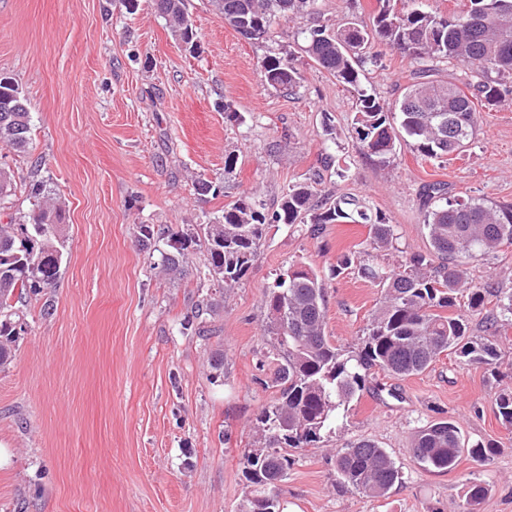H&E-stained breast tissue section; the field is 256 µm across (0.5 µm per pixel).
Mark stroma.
I'll return each instance as SVG.
<instances>
[{
	"label": "stroma",
	"mask_w": 512,
	"mask_h": 512,
	"mask_svg": "<svg viewBox=\"0 0 512 512\" xmlns=\"http://www.w3.org/2000/svg\"><path fill=\"white\" fill-rule=\"evenodd\" d=\"M193 44L176 41L153 0H0V75L30 103L32 145H0L15 184L48 180L66 209L65 262L54 288L28 306L27 331L0 370V512H241V451L275 394L265 381L269 347L261 298L289 264L324 275L331 340L356 343L380 301L357 272L329 275L339 251L368 245L367 224H272L247 277L223 289L195 251L187 274L166 280L135 227L180 230L220 216L241 193L273 208L289 184L323 172L327 191L366 199L394 227L383 265L428 253L420 190L442 182L450 196L512 204V100L481 108L461 160L424 162L401 141L393 161L362 155L352 137L355 101L314 64L286 94L265 85L264 56L297 46L313 15L370 19L377 0H315L312 14L275 24L266 40L240 37L210 0H188ZM414 62L382 49L366 86L394 101ZM238 112V120L225 116ZM333 119L335 136L324 131ZM238 176L224 180V156ZM346 160L345 177L324 171ZM224 182L201 196L197 177ZM473 284L512 292V245L470 265ZM212 301L208 335L183 329L196 303ZM498 364L445 353L424 372L375 375L317 447L296 456L280 486L282 512H462L470 483L488 489L478 512H512V432L494 394L512 386V328ZM224 354L223 370L210 365ZM458 423L466 442L494 447L439 473L409 452L417 430ZM370 438L387 448L402 481L384 498L338 487L336 448Z\"/></svg>",
	"instance_id": "obj_1"
}]
</instances>
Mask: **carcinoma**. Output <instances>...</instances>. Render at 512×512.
<instances>
[{"instance_id":"carcinoma-1","label":"carcinoma","mask_w":512,"mask_h":512,"mask_svg":"<svg viewBox=\"0 0 512 512\" xmlns=\"http://www.w3.org/2000/svg\"><path fill=\"white\" fill-rule=\"evenodd\" d=\"M169 21L173 36L194 41L186 0H154ZM224 23L250 41H263L272 26L307 11L313 0H212ZM463 14H441L423 0H378L370 22L353 15L333 26L315 19L303 34L300 52L347 88L355 97L351 131L359 151L388 163L405 135L424 160H449L466 151L478 125L476 103L497 105L512 96V30L495 22L497 10L512 9V0H468ZM479 15L483 23H470ZM395 50L418 67L401 95L386 102L363 84V68L380 60L375 45ZM294 50L267 55L260 65L270 87L293 93L300 84ZM462 65L472 78L460 83L433 78L441 66ZM0 143L24 152L31 143L27 101L9 77H0ZM315 174L288 187L276 209L248 193L226 204L221 218L168 235L160 252L161 272L183 275L191 251L204 249L207 271L226 288L247 276L270 224L311 225L319 236L327 224H371L369 248L336 255L329 267L337 278L355 269L381 288L380 305L363 329L358 344L344 350L326 334V300L322 277L311 266L292 264L264 293L261 335L270 346L275 368L269 387L276 397L256 418L260 437L243 449L241 474L245 512H280L278 487L291 464L288 449L298 453L321 441L322 434L344 416L366 387L372 373L407 377L426 370L446 351L468 363L490 364L501 357L499 340L473 339L468 316L482 312L495 297L491 325H512V294L503 297L468 281L469 265L505 244H512V205L476 198H451L445 186L424 185L423 222L430 240L427 254L415 253L391 268L365 262L390 250L393 225L357 196L338 198L321 189ZM10 173L0 169V205L15 195ZM32 209L25 219L0 224V370L13 361L18 328L25 325L22 307L51 287L64 260L65 210L46 180L31 183ZM498 419L512 431V386L495 397ZM485 460L494 448L468 445L460 427L439 420L416 431L411 452L424 467L448 472L462 453ZM336 483L371 497L386 496L402 474L386 448L363 438L336 449ZM487 493L473 482L465 494L464 512H477Z\"/></svg>"}]
</instances>
